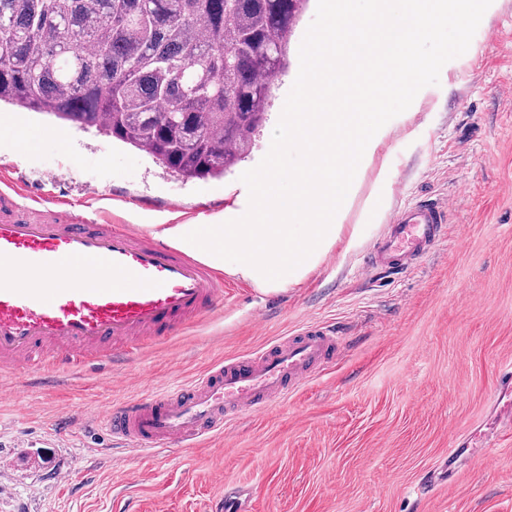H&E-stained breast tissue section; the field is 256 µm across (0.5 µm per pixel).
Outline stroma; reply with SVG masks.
Instances as JSON below:
<instances>
[{"instance_id": "35a3bbf8", "label": "stroma", "mask_w": 512, "mask_h": 512, "mask_svg": "<svg viewBox=\"0 0 512 512\" xmlns=\"http://www.w3.org/2000/svg\"><path fill=\"white\" fill-rule=\"evenodd\" d=\"M316 6L307 0L292 28L288 68L252 152L224 177L183 180L105 133L6 103L0 120H15L21 135L0 139V167L19 163L35 191L65 197L76 212L98 191L113 219L138 225L245 209L240 176L270 148ZM52 172L65 182H42ZM425 193L450 204L446 240L407 277L370 282L362 255ZM310 323L343 333L335 365L199 447L110 452L104 433L55 427L69 407L91 413L160 392ZM509 364L512 0H492L468 50L389 121L335 244L298 284L265 292L225 275L214 314L123 368L79 366L46 387L0 374V512H212L219 503L233 512H512L500 384ZM456 435L478 456L451 484L420 492Z\"/></svg>"}]
</instances>
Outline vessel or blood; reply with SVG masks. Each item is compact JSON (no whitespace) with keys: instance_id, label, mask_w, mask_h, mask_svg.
Masks as SVG:
<instances>
[{"instance_id":"obj_1","label":"vessel or blood","mask_w":512,"mask_h":512,"mask_svg":"<svg viewBox=\"0 0 512 512\" xmlns=\"http://www.w3.org/2000/svg\"><path fill=\"white\" fill-rule=\"evenodd\" d=\"M0 365L40 375L75 364H125L131 354L212 315L224 281L178 250L148 239L107 211L75 216L59 197L36 196L17 170L0 171ZM449 206L423 199L395 212L363 257L368 276L412 273L446 238ZM343 339L309 324L259 351L228 357L189 383L112 405L88 421L125 447L184 448L259 413L335 364ZM457 441L431 483H450L474 456Z\"/></svg>"}]
</instances>
